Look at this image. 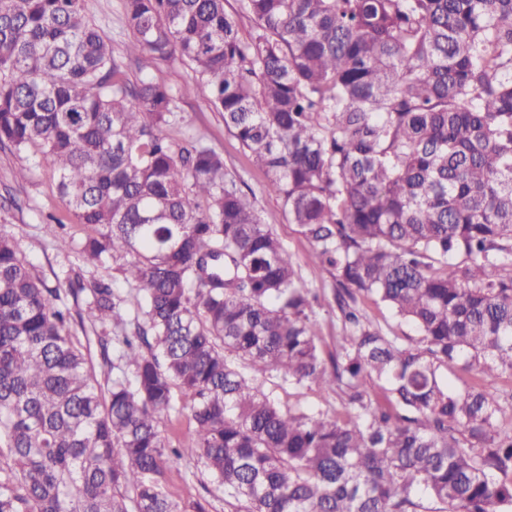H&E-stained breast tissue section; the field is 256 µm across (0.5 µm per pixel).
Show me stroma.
<instances>
[{
	"instance_id": "1",
	"label": "stroma",
	"mask_w": 512,
	"mask_h": 512,
	"mask_svg": "<svg viewBox=\"0 0 512 512\" xmlns=\"http://www.w3.org/2000/svg\"><path fill=\"white\" fill-rule=\"evenodd\" d=\"M88 17L110 41L114 53H121L128 32L124 23L123 0H84ZM159 80L173 87L177 95V119L165 130L176 143L195 139L224 157L226 168L237 176L242 189L253 190L257 209L264 223L270 224L283 240L298 266L307 287L316 289L322 300L315 306L320 325L321 347L332 352L336 346V283L329 269L312 259L313 247L290 224L280 200L266 192L265 174L224 125L222 113L211 108L195 92V73L190 65L175 61L157 73ZM34 150L17 151L0 147V228L17 242L34 275L54 288L60 302L73 301L71 290L85 271L77 251L58 249L46 232L50 217L67 218V209L56 190V174L48 164H35ZM27 169L26 179H18L19 169ZM210 477L201 463L177 460L166 472V491L184 512L204 496Z\"/></svg>"
}]
</instances>
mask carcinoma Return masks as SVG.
I'll list each match as a JSON object with an SVG mask.
<instances>
[{
    "instance_id": "cac0c4a2",
    "label": "carcinoma",
    "mask_w": 512,
    "mask_h": 512,
    "mask_svg": "<svg viewBox=\"0 0 512 512\" xmlns=\"http://www.w3.org/2000/svg\"><path fill=\"white\" fill-rule=\"evenodd\" d=\"M224 2L124 0L122 57L84 0H0V146L38 149L91 229L82 263L136 290L56 306L0 229V512H183L181 459L230 512H512V393L490 391L512 377V0ZM176 60L334 273L333 353L254 194L164 134L176 95L147 70ZM87 321L131 371L97 376ZM245 366L340 410L284 409ZM177 394L194 435L171 447ZM112 267L115 268V265H112V260L110 259L103 267L98 268V276L108 281L112 285V289L127 300L128 307H133L135 296L134 284L126 280L119 271L112 269ZM358 305L368 319L390 331L391 335L400 336L402 342L411 343L405 336L417 338L414 328L395 317L386 307L376 305L369 299H359ZM204 485H207L214 494V497H210L213 505L210 512H230L224 505V493L211 483L201 463L196 460H175L170 463L166 472V491L185 512H193V503L206 495Z\"/></svg>"
}]
</instances>
